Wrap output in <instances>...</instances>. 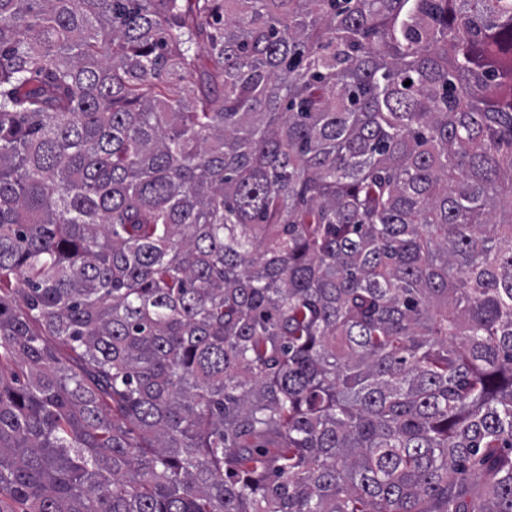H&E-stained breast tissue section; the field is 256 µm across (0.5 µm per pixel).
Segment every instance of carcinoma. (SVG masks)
<instances>
[{"instance_id":"carcinoma-1","label":"carcinoma","mask_w":512,"mask_h":512,"mask_svg":"<svg viewBox=\"0 0 512 512\" xmlns=\"http://www.w3.org/2000/svg\"><path fill=\"white\" fill-rule=\"evenodd\" d=\"M5 498L512 512V0H0Z\"/></svg>"}]
</instances>
